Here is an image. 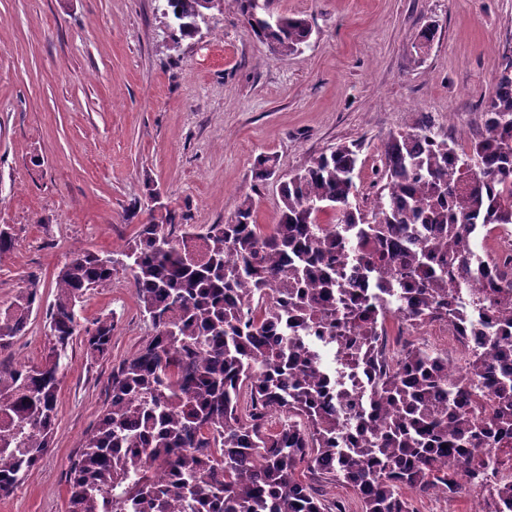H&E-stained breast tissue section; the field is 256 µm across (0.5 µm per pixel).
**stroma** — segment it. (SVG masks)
Wrapping results in <instances>:
<instances>
[{"instance_id":"1","label":"stroma","mask_w":512,"mask_h":512,"mask_svg":"<svg viewBox=\"0 0 512 512\" xmlns=\"http://www.w3.org/2000/svg\"><path fill=\"white\" fill-rule=\"evenodd\" d=\"M312 35L288 57L244 28L235 0L213 23L174 39L163 0H0V309L30 279L43 304L73 251H121L159 205L198 232L251 197L277 223L278 178L342 143L361 145L354 204L377 191L381 144L431 119L439 135L474 138L512 57V0H272ZM434 38L421 47L420 34ZM262 155L278 177H254ZM114 321L112 352L82 341L58 394L51 447L0 512H67V469L106 406L114 366L151 335L127 275L89 291L80 322ZM44 313L0 357L41 361Z\"/></svg>"}]
</instances>
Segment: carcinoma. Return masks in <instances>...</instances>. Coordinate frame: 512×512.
I'll use <instances>...</instances> for the list:
<instances>
[{
  "mask_svg": "<svg viewBox=\"0 0 512 512\" xmlns=\"http://www.w3.org/2000/svg\"><path fill=\"white\" fill-rule=\"evenodd\" d=\"M173 31L190 36L200 0H165ZM247 31L287 57L311 36L308 20L236 0ZM429 142L421 149L418 139ZM385 184L368 217L353 206L358 150L338 145L280 183L279 220L264 231L246 197L230 222L213 224L195 256L182 248L195 228L185 216L149 209L120 252L80 249L56 276L46 308L49 346L36 365L0 363V497L14 493L50 448L68 350L79 333L88 354L112 350L110 318L80 330L86 293L131 277L152 336L112 369L109 402L67 471L68 512H347L302 474L349 486L359 512H415L403 490L459 497L486 487L512 448V317L483 342L454 380L433 371L437 353L408 344L398 361L377 325L391 310L369 298L336 297L346 250L378 287L424 315L447 298L454 267L464 284L473 225L512 224V61L483 112L471 153L439 137L431 121L382 142ZM277 173L260 156L255 178ZM414 224L413 242L398 239ZM442 234L432 242L423 234ZM42 297L32 280L0 310V350L26 332ZM320 329L353 367L376 372L342 409L358 424L336 442L339 421L313 344L288 328ZM276 404L280 427L268 425ZM447 448H442V445ZM162 462L167 481L150 463ZM465 470L456 479L453 467ZM490 512H512V483L498 484Z\"/></svg>",
  "mask_w": 512,
  "mask_h": 512,
  "instance_id": "1",
  "label": "carcinoma"
}]
</instances>
